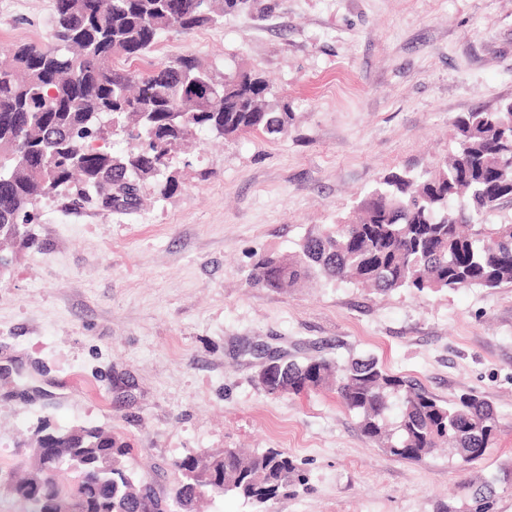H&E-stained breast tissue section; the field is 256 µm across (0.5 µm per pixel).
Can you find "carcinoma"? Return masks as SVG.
<instances>
[{
    "instance_id": "1",
    "label": "carcinoma",
    "mask_w": 512,
    "mask_h": 512,
    "mask_svg": "<svg viewBox=\"0 0 512 512\" xmlns=\"http://www.w3.org/2000/svg\"><path fill=\"white\" fill-rule=\"evenodd\" d=\"M236 0H54L55 25L46 42L0 53V243L29 248L30 225L43 199L62 197L71 207L102 211L141 206L150 186L165 198L176 188L173 160L197 130L221 138L261 133L272 141L288 134L294 113L256 72L214 77L191 55L142 72L125 64L149 54L160 37L216 24ZM202 76L219 91L199 107L188 94ZM458 143L449 158L417 174L392 171L361 202L357 222L329 224L304 236L294 252L267 254L253 265L254 287L283 288L320 277L380 293L419 295L478 286L512 285V223L488 216L512 203V105L476 109L453 120ZM120 137L129 148L106 145ZM357 418L361 434L392 457L418 461L436 448L470 449L465 465L484 459L500 432L493 406L473 391L442 403L374 358L344 364L323 358L279 359L259 381L269 395L299 396L327 384ZM396 420L389 421L394 402ZM71 436L70 448L32 454L26 475L9 492L45 512L74 496L88 512H197V492L217 480L224 492L266 508L307 477L276 448L246 454L226 448L204 459L188 455L171 468L180 480L169 497L125 466L130 443L97 426L41 430ZM71 470L62 484L54 473ZM474 512H490L493 481L469 483Z\"/></svg>"
}]
</instances>
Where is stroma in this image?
I'll use <instances>...</instances> for the list:
<instances>
[{
	"mask_svg": "<svg viewBox=\"0 0 512 512\" xmlns=\"http://www.w3.org/2000/svg\"><path fill=\"white\" fill-rule=\"evenodd\" d=\"M53 24L54 0H0V52ZM180 55L219 75L262 72L294 124L276 142L197 133L173 164L177 189H144L130 214L38 203L37 246L0 274V483L26 469L47 420L125 438L127 468L164 497L175 459L278 448L308 484L269 512H466L477 476L496 481L492 512H512V286L419 296L246 280L388 172L448 155L458 113L512 99V0H247L163 35L149 58ZM261 348L375 357L440 401L476 392L501 430L470 468L442 449L395 459L334 392L267 394Z\"/></svg>",
	"mask_w": 512,
	"mask_h": 512,
	"instance_id": "stroma-1",
	"label": "stroma"
}]
</instances>
